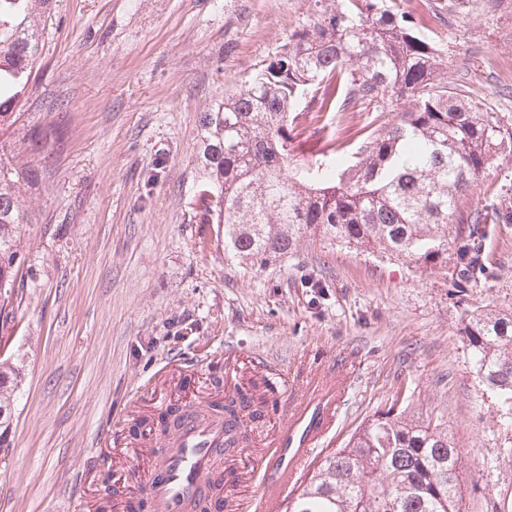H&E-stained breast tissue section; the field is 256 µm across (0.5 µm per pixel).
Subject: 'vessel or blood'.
<instances>
[{"label":"vessel or blood","instance_id":"obj_1","mask_svg":"<svg viewBox=\"0 0 512 512\" xmlns=\"http://www.w3.org/2000/svg\"><path fill=\"white\" fill-rule=\"evenodd\" d=\"M268 440L260 442L265 464L259 512H287L293 492L304 483L335 430L347 394L343 368L314 373L290 388ZM224 444L220 421L192 422L180 429L168 454L141 479L140 497L123 500V512H136L146 503L149 512H191L204 485V476Z\"/></svg>","mask_w":512,"mask_h":512}]
</instances>
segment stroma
<instances>
[{
    "label": "stroma",
    "mask_w": 512,
    "mask_h": 512,
    "mask_svg": "<svg viewBox=\"0 0 512 512\" xmlns=\"http://www.w3.org/2000/svg\"><path fill=\"white\" fill-rule=\"evenodd\" d=\"M403 0L448 84L512 127V0ZM316 0H57L10 143L37 178L24 195L22 296L0 360L21 376L0 438V512H93L135 490L114 450L131 418L223 397L255 361L289 377L339 359L348 400L329 450L398 397L443 415L472 465L461 512H512V425L478 383L444 268L394 261L307 234L258 267L196 218L199 119L273 58ZM373 113L304 109L303 135L354 148ZM512 187L496 156L465 205ZM482 304L512 306V224L497 225ZM222 388H213L211 375Z\"/></svg>",
    "instance_id": "obj_1"
}]
</instances>
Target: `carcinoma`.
Wrapping results in <instances>:
<instances>
[{
    "label": "carcinoma",
    "mask_w": 512,
    "mask_h": 512,
    "mask_svg": "<svg viewBox=\"0 0 512 512\" xmlns=\"http://www.w3.org/2000/svg\"><path fill=\"white\" fill-rule=\"evenodd\" d=\"M55 0H0V322L8 321L21 268L17 239L29 223L27 162L3 161L5 134L20 120ZM400 0H332L294 30L280 52L240 88L201 114L195 163L200 223L224 225V251L264 266L306 233L389 259L445 267L459 300L480 297L494 267L487 240L512 223V197L467 209L495 154L512 152V129L466 91L448 86L436 46ZM319 112L356 106L377 113L357 151L296 132L300 104ZM328 160L290 169L295 153ZM461 330L483 387L512 415V306L463 310ZM18 372L0 364V420L11 416ZM224 414V450L238 445L250 410L264 402L242 389L209 406ZM470 467L443 416L390 405L363 422L317 467L294 512H460L461 472Z\"/></svg>",
    "instance_id": "1"
}]
</instances>
